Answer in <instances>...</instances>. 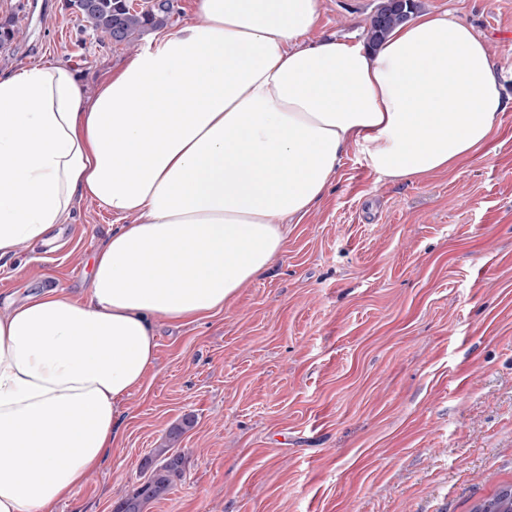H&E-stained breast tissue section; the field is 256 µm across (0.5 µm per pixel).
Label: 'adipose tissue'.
<instances>
[{
	"mask_svg": "<svg viewBox=\"0 0 512 512\" xmlns=\"http://www.w3.org/2000/svg\"><path fill=\"white\" fill-rule=\"evenodd\" d=\"M318 19L319 0H200L95 93L64 63L0 72V258L46 241L78 194L124 220L88 300L48 290L0 317V512L76 494L155 364V319L220 312L266 274L349 150L420 180L512 110L485 42L447 14L374 47L309 41Z\"/></svg>",
	"mask_w": 512,
	"mask_h": 512,
	"instance_id": "1",
	"label": "adipose tissue"
}]
</instances>
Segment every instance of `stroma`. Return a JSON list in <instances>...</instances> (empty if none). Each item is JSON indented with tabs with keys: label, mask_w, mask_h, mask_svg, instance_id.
I'll use <instances>...</instances> for the list:
<instances>
[{
	"label": "stroma",
	"mask_w": 512,
	"mask_h": 512,
	"mask_svg": "<svg viewBox=\"0 0 512 512\" xmlns=\"http://www.w3.org/2000/svg\"><path fill=\"white\" fill-rule=\"evenodd\" d=\"M380 0H320L316 36L366 40ZM482 37L512 96V0H419ZM24 31L0 71L65 63L95 90L130 53L68 0H0ZM119 219L76 196L47 245L0 259V317L89 294ZM120 442L56 512H113L167 448L183 476L144 512H472L512 485V111L456 168L381 178L348 152L271 270L200 321L155 322Z\"/></svg>",
	"instance_id": "1"
}]
</instances>
